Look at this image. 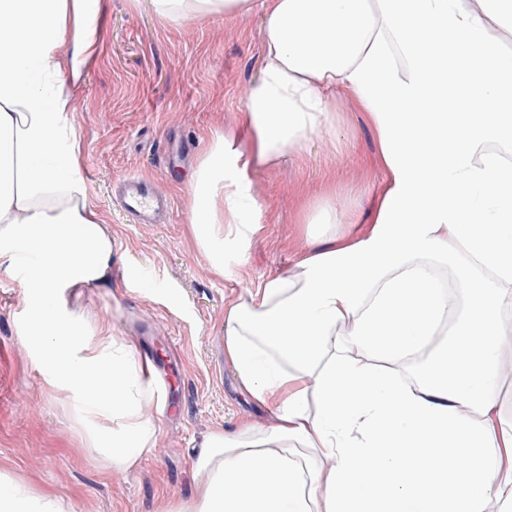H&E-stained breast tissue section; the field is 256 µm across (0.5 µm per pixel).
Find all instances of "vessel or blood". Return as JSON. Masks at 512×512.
Masks as SVG:
<instances>
[{
	"label": "vessel or blood",
	"mask_w": 512,
	"mask_h": 512,
	"mask_svg": "<svg viewBox=\"0 0 512 512\" xmlns=\"http://www.w3.org/2000/svg\"><path fill=\"white\" fill-rule=\"evenodd\" d=\"M118 206L136 224H167L173 214V201L160 181L137 172L116 182L114 187Z\"/></svg>",
	"instance_id": "b4317fda"
}]
</instances>
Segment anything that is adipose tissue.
Masks as SVG:
<instances>
[{
	"label": "adipose tissue",
	"instance_id": "obj_1",
	"mask_svg": "<svg viewBox=\"0 0 512 512\" xmlns=\"http://www.w3.org/2000/svg\"><path fill=\"white\" fill-rule=\"evenodd\" d=\"M251 0H151L170 21ZM266 66L249 148L213 135L190 177L189 232L224 276L253 232L251 167L368 112L391 184L370 236L335 231L224 314V353L270 424L209 432L177 512H512V0H261ZM101 0H0V268L20 276L22 333L78 404L89 447L133 467L156 444L147 365L71 300L112 281V229L80 171L72 87L102 49ZM447 263L465 295L448 302ZM0 475V512H62ZM494 420L508 426L512 422V374L504 375L499 384V412Z\"/></svg>",
	"mask_w": 512,
	"mask_h": 512
}]
</instances>
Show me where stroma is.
<instances>
[{
    "instance_id": "1",
    "label": "stroma",
    "mask_w": 512,
    "mask_h": 512,
    "mask_svg": "<svg viewBox=\"0 0 512 512\" xmlns=\"http://www.w3.org/2000/svg\"><path fill=\"white\" fill-rule=\"evenodd\" d=\"M103 48L82 72L73 123L91 204L112 226L126 277L85 289L72 305L108 317L116 340L175 349L158 373L162 401L145 404L154 448L129 469L112 467L78 437L72 403L45 382L19 327L25 290L0 271V474L62 499L67 512H174L190 497L193 451L216 428L269 422L224 357V311L247 290L290 272L322 231L310 218L336 201V233L372 231L389 181L367 112L345 90L331 129L251 170L259 222L242 247L225 244L229 272L216 277L188 231V180L209 138L244 129L249 93L265 58V13L252 5L222 17L169 22L150 0H103ZM138 171L176 200L169 224H133L112 205V185Z\"/></svg>"
}]
</instances>
